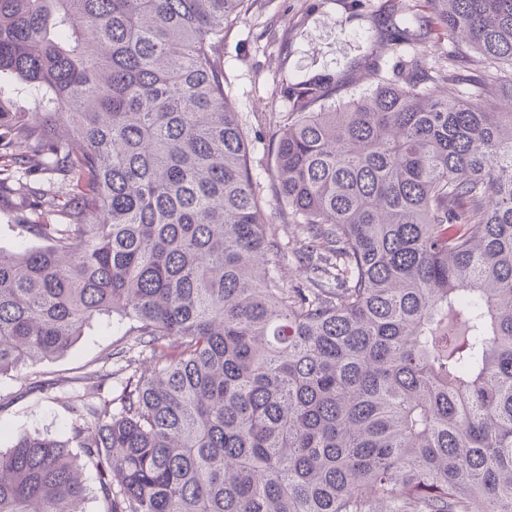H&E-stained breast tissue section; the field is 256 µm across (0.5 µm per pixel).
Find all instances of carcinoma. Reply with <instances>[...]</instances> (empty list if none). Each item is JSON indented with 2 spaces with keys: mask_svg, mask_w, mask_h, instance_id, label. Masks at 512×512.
I'll return each mask as SVG.
<instances>
[{
  "mask_svg": "<svg viewBox=\"0 0 512 512\" xmlns=\"http://www.w3.org/2000/svg\"><path fill=\"white\" fill-rule=\"evenodd\" d=\"M427 4L468 99L458 55L337 107L282 86L289 286L224 90L250 0H0L38 108L0 101V197L47 242L0 250V375L98 315L133 337L67 438L0 448V512H85V467L103 512H512V0Z\"/></svg>",
  "mask_w": 512,
  "mask_h": 512,
  "instance_id": "cac0c4a2",
  "label": "carcinoma"
}]
</instances>
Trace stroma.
<instances>
[{
	"label": "stroma",
	"instance_id": "1",
	"mask_svg": "<svg viewBox=\"0 0 512 512\" xmlns=\"http://www.w3.org/2000/svg\"><path fill=\"white\" fill-rule=\"evenodd\" d=\"M406 7L421 21L396 45L393 21ZM429 15L426 0H254L225 36L224 87L248 137L255 190L277 236L297 237L271 178L272 138L291 110L283 83L331 76L340 104L371 94L379 78L407 75L419 60L441 66L459 51L470 70H480L474 47L425 27ZM128 328L118 316L95 317L64 354L1 375L0 448L20 430L66 435L75 406L96 399L93 372L106 373V387L117 388L121 363L110 353L128 343Z\"/></svg>",
	"mask_w": 512,
	"mask_h": 512
}]
</instances>
